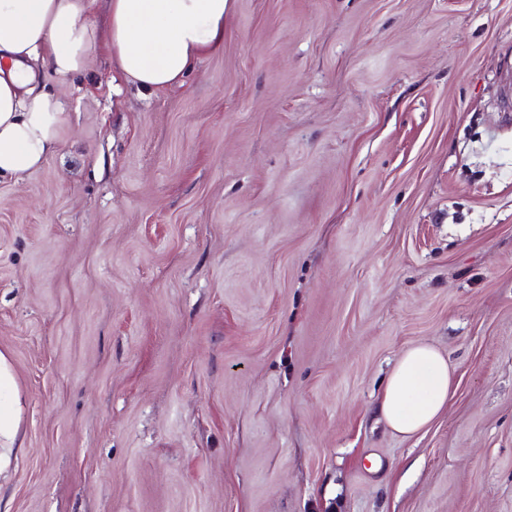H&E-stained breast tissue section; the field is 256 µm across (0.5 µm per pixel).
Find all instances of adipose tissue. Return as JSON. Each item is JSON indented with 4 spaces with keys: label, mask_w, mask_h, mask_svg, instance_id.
<instances>
[{
    "label": "adipose tissue",
    "mask_w": 512,
    "mask_h": 512,
    "mask_svg": "<svg viewBox=\"0 0 512 512\" xmlns=\"http://www.w3.org/2000/svg\"><path fill=\"white\" fill-rule=\"evenodd\" d=\"M231 0H108L98 37L88 0H0V180L21 179L54 153L66 104L41 90L36 66L66 77L104 45L127 83L147 91L181 85L203 57L224 47ZM453 369L434 347L406 348L387 377L378 413L411 436L447 408Z\"/></svg>",
    "instance_id": "1"
}]
</instances>
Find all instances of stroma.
<instances>
[{
  "instance_id": "obj_1",
  "label": "stroma",
  "mask_w": 512,
  "mask_h": 512,
  "mask_svg": "<svg viewBox=\"0 0 512 512\" xmlns=\"http://www.w3.org/2000/svg\"><path fill=\"white\" fill-rule=\"evenodd\" d=\"M37 82L0 512H512V0H233L178 87ZM420 341L456 387L405 437ZM454 392L453 368L426 343L406 348L387 377L378 414L395 433L412 436L448 407Z\"/></svg>"
}]
</instances>
